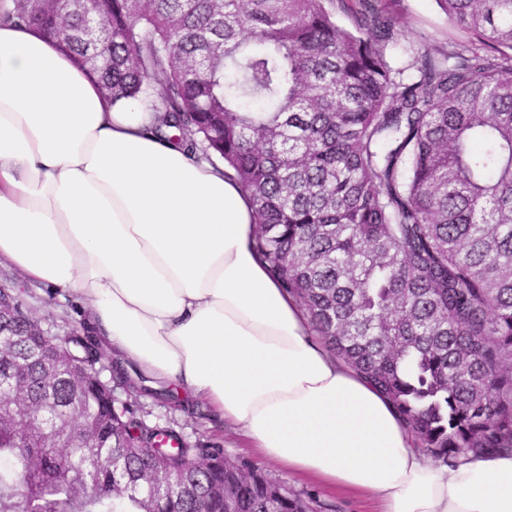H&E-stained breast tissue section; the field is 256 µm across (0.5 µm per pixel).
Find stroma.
Here are the masks:
<instances>
[{"label": "stroma", "mask_w": 512, "mask_h": 512, "mask_svg": "<svg viewBox=\"0 0 512 512\" xmlns=\"http://www.w3.org/2000/svg\"><path fill=\"white\" fill-rule=\"evenodd\" d=\"M397 20L401 36L392 50V60L399 67L408 65L416 52L471 38L469 32L449 22L435 0H400ZM5 281L21 289L25 308L51 334L66 336L87 320L86 306L70 291L31 287L14 268L1 264L0 283ZM132 405L136 416L148 425L173 429L194 447L222 448L229 461L261 468L289 490L313 498L321 512H377L378 505L369 494L293 474L267 460L235 425L224 421L206 401L184 395L173 406L152 395L140 394L133 398Z\"/></svg>", "instance_id": "35a3bbf8"}]
</instances>
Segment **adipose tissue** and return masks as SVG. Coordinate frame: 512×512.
<instances>
[{
	"mask_svg": "<svg viewBox=\"0 0 512 512\" xmlns=\"http://www.w3.org/2000/svg\"><path fill=\"white\" fill-rule=\"evenodd\" d=\"M37 32L0 24V262L68 288L102 346L380 512H512V454L436 464L310 333L252 249L248 198L154 137Z\"/></svg>",
	"mask_w": 512,
	"mask_h": 512,
	"instance_id": "1",
	"label": "adipose tissue"
}]
</instances>
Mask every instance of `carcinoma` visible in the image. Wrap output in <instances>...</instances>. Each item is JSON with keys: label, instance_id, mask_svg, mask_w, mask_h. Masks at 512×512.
Instances as JSON below:
<instances>
[{"label": "carcinoma", "instance_id": "carcinoma-1", "mask_svg": "<svg viewBox=\"0 0 512 512\" xmlns=\"http://www.w3.org/2000/svg\"><path fill=\"white\" fill-rule=\"evenodd\" d=\"M0 0L112 103L249 197L253 249L313 330L377 386L444 465L512 452V0H437L476 41L389 60L396 0ZM105 21L104 45L80 30ZM342 14L346 27L336 22ZM27 410L0 416V512H317L222 448H192L115 396L135 386L74 329L26 334L0 288ZM68 416L112 464L39 418Z\"/></svg>", "mask_w": 512, "mask_h": 512}]
</instances>
